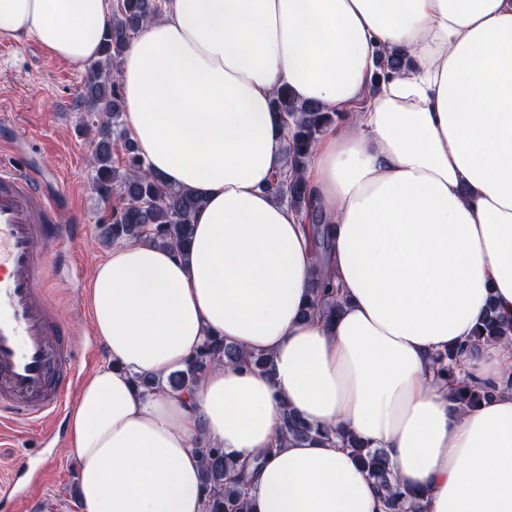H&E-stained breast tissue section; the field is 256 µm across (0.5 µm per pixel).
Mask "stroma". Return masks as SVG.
<instances>
[{
    "label": "stroma",
    "instance_id": "obj_1",
    "mask_svg": "<svg viewBox=\"0 0 512 512\" xmlns=\"http://www.w3.org/2000/svg\"><path fill=\"white\" fill-rule=\"evenodd\" d=\"M85 79V71L53 57L35 39L0 43V157L42 168L47 189L59 198L61 223L83 228L72 245L51 252L46 278L53 285L50 305L72 327L75 353L98 351L95 363L81 368L88 376L108 362L92 331L86 297L93 267L112 249L101 238L112 211L91 188L96 118L75 108ZM64 446L61 439L40 445L22 425L0 437V463L26 457L32 468H46L47 480L35 503L38 512H81L76 468Z\"/></svg>",
    "mask_w": 512,
    "mask_h": 512
}]
</instances>
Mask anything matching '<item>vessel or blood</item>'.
Instances as JSON below:
<instances>
[{"instance_id":"b4317fda","label":"vessel or blood","mask_w":512,"mask_h":512,"mask_svg":"<svg viewBox=\"0 0 512 512\" xmlns=\"http://www.w3.org/2000/svg\"><path fill=\"white\" fill-rule=\"evenodd\" d=\"M71 240L39 172L20 160L0 165V419L19 416L55 436L76 375L70 330L48 300L43 271L49 249ZM20 465L0 480V500H32Z\"/></svg>"}]
</instances>
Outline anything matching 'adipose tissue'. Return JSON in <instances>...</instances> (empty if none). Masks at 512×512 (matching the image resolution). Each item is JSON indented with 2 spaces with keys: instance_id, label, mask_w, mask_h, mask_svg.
<instances>
[{
  "instance_id": "1",
  "label": "adipose tissue",
  "mask_w": 512,
  "mask_h": 512,
  "mask_svg": "<svg viewBox=\"0 0 512 512\" xmlns=\"http://www.w3.org/2000/svg\"><path fill=\"white\" fill-rule=\"evenodd\" d=\"M108 18L107 0H0L1 37L77 69ZM394 51L410 68L374 83ZM119 79L150 170L204 203L187 251L127 239L92 271L112 363L67 416L82 512H206V443L245 470L251 512H384L341 433L383 449L425 512H512V344L462 357L463 381L498 386L478 405L433 373L488 306L512 321V0H164ZM283 87L342 115L302 170L326 258L267 190ZM319 272L342 303L329 323L302 315ZM209 336L272 372L219 364L188 396L136 388ZM287 408L321 436L286 439Z\"/></svg>"
}]
</instances>
